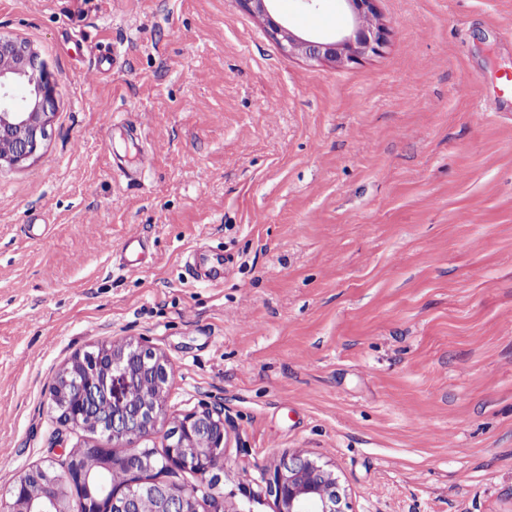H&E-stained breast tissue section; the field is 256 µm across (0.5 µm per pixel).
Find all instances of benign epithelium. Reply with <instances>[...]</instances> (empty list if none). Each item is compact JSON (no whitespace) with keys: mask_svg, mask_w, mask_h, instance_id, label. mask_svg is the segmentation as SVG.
Listing matches in <instances>:
<instances>
[{"mask_svg":"<svg viewBox=\"0 0 512 512\" xmlns=\"http://www.w3.org/2000/svg\"><path fill=\"white\" fill-rule=\"evenodd\" d=\"M273 0H240L256 16L268 34L282 47L308 60L345 66L377 53L386 29L380 21L376 0H345L354 16L352 28L331 38L302 37L276 20L270 12ZM59 84L33 46L20 38L0 37V169L20 167L36 157L50 136L57 110ZM150 382V390L130 402L139 381ZM169 383L168 361L149 347L132 344H102L92 352L76 354L55 376L60 390L56 411L69 427L93 428L112 440L115 448H132L155 431L164 414ZM102 397L112 402L107 419L95 414ZM226 429L224 410L202 403L177 417L162 437L161 454L150 448L112 458V466L127 474V481L109 499L85 497L79 505L70 499L68 487L89 482L73 453L60 467L36 465L18 476L0 497V512H140L141 500L153 504L152 512H201L197 490L174 481L143 482L138 472L160 468L174 474H203L224 457ZM44 487L37 498L28 494V482ZM249 497L273 501V512H348L346 494L328 465L303 452L284 454L266 469L259 490L242 486Z\"/></svg>","mask_w":512,"mask_h":512,"instance_id":"1","label":"benign epithelium"}]
</instances>
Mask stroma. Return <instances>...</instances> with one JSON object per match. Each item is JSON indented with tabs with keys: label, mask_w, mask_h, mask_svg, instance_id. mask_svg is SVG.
Returning a JSON list of instances; mask_svg holds the SVG:
<instances>
[{
	"label": "stroma",
	"mask_w": 512,
	"mask_h": 512,
	"mask_svg": "<svg viewBox=\"0 0 512 512\" xmlns=\"http://www.w3.org/2000/svg\"><path fill=\"white\" fill-rule=\"evenodd\" d=\"M377 53L284 52L240 0H0L60 97L0 169V489L108 440L51 407L61 367L141 341L167 417L220 404L227 512L305 449L349 512H512V0H377ZM299 35L345 0H275ZM131 236L148 251L120 266Z\"/></svg>",
	"instance_id": "35a3bbf8"
}]
</instances>
